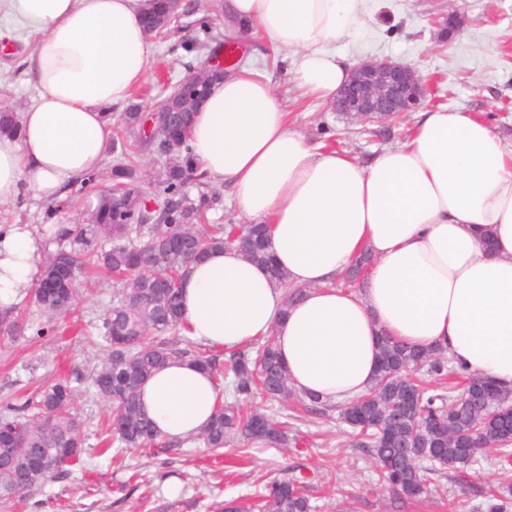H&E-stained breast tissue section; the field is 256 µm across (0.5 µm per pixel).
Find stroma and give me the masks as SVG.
Wrapping results in <instances>:
<instances>
[{
  "instance_id": "35a3bbf8",
  "label": "stroma",
  "mask_w": 512,
  "mask_h": 512,
  "mask_svg": "<svg viewBox=\"0 0 512 512\" xmlns=\"http://www.w3.org/2000/svg\"><path fill=\"white\" fill-rule=\"evenodd\" d=\"M366 9V30L357 41L337 44V53L350 58H390L415 66L423 77L436 80L425 107L477 113L494 133L512 143V0H368ZM447 11L462 16L464 28L453 41L444 43L434 20ZM180 24V30L167 37H152L150 61L163 63L165 77L148 75L130 111H149L187 74L188 64L223 53V18H216L211 40L193 53L180 46L183 36L193 32L191 17L181 16ZM32 44V37L20 36L11 54L0 55V102L19 112L37 95L23 65ZM275 80L293 130L311 144L334 145L360 163L403 142L416 121L412 113L391 125L351 120L328 103L295 101L290 75L279 71ZM95 204V195L75 187L50 219L45 215V200L28 192L0 207V224L34 226L45 256L58 248L56 226L85 223ZM18 308L25 329L14 339L0 338V406L21 404L57 375L86 369L93 353L69 320L55 321L53 332L40 337L36 328L43 319L31 299H23ZM75 410L85 438L81 462L32 487L25 497L0 496V512H223L224 503L249 504L264 485L291 476L306 477L315 512H448L452 507L457 512H477V487L512 486V466L504 470L489 460L477 476H439L448 497L432 493L416 501L399 500L375 484L374 460L353 446L339 419H316L296 410L290 401L281 405L289 437L281 448L227 445L215 449L195 440L179 448L105 452L99 425L107 407L81 397Z\"/></svg>"
}]
</instances>
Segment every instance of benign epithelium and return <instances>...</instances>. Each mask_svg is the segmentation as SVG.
<instances>
[{
	"label": "benign epithelium",
	"instance_id": "7a95c632",
	"mask_svg": "<svg viewBox=\"0 0 512 512\" xmlns=\"http://www.w3.org/2000/svg\"><path fill=\"white\" fill-rule=\"evenodd\" d=\"M463 21L454 11L435 20L442 41L452 40ZM224 77V68L206 63L188 72L174 90L152 108L160 119L146 123L156 152L164 154L180 145L182 128L173 120L174 112H195L202 104L199 96H189L188 86H208ZM428 86L415 67L390 59H365L355 65L348 80L330 103L333 111L356 121L403 119L426 97Z\"/></svg>",
	"mask_w": 512,
	"mask_h": 512
}]
</instances>
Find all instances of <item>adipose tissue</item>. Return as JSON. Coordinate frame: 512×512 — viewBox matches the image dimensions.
<instances>
[{
    "instance_id": "1",
    "label": "adipose tissue",
    "mask_w": 512,
    "mask_h": 512,
    "mask_svg": "<svg viewBox=\"0 0 512 512\" xmlns=\"http://www.w3.org/2000/svg\"><path fill=\"white\" fill-rule=\"evenodd\" d=\"M146 0H0V49L35 37L25 73L38 96L0 133V205L48 202L100 168L112 113L146 81ZM366 0H224V35L266 39L301 96L332 101L352 60L337 54L365 28ZM199 174L223 183L247 218L271 229L275 266L233 248L208 252L182 281L190 336L230 353L273 336L291 384L336 404L373 382L382 337L445 351L469 373L512 387V147L470 112H419L412 135L362 165L294 131L272 74L226 70L189 133ZM361 291L335 281L362 255ZM39 245L0 226V309L32 288ZM303 288L285 305L288 286ZM219 391L187 360L141 388L160 437L193 435Z\"/></svg>"
}]
</instances>
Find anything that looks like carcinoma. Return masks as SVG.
I'll return each mask as SVG.
<instances>
[{"instance_id": "1", "label": "carcinoma", "mask_w": 512, "mask_h": 512, "mask_svg": "<svg viewBox=\"0 0 512 512\" xmlns=\"http://www.w3.org/2000/svg\"><path fill=\"white\" fill-rule=\"evenodd\" d=\"M146 114L120 115L116 135L130 139L121 146L112 169V190L102 191L89 216L74 236L76 247L48 255L35 288L40 312L51 321L76 312L83 283L90 269L117 275L112 303L101 317V340L93 343L100 362L76 377L85 389L66 378L33 392L19 407L0 409V423L16 426L19 437L0 445V487L14 491L15 473L28 470L26 488L60 475L68 465L60 453L71 450L80 461L84 441L72 414L75 400L85 394L109 405L102 421L103 442L127 448H147L160 442L152 422L142 411V385L171 360H188L207 370L217 387H226L233 401H219L210 421L196 438L208 448L226 443L279 447L288 444L282 424L258 408L243 407L257 391L277 399H295L301 410L319 419L331 418L333 407L314 397L298 395L269 338L261 344L226 356L216 348L186 335L182 321L179 283L196 258L234 247L249 260L270 265V231L266 224H213L202 232L198 225L219 197L190 199L186 187L199 182L189 138L180 148L159 159L155 174H138L140 157L147 151L143 133ZM160 200L150 209L147 201ZM67 255L70 272L64 280L47 281L56 256ZM435 375L462 376L458 394L428 392L414 377L421 368ZM339 419L352 428L353 445L378 464L377 483L412 500L433 490L430 473H459L492 452L502 465L512 462V389L489 377L471 375L438 350H423L383 339L372 385L360 396L339 406ZM485 500V512H512V495L488 484L476 489ZM312 512L308 485L299 478L274 482L260 494L255 506L229 502L224 512Z\"/></svg>"}]
</instances>
